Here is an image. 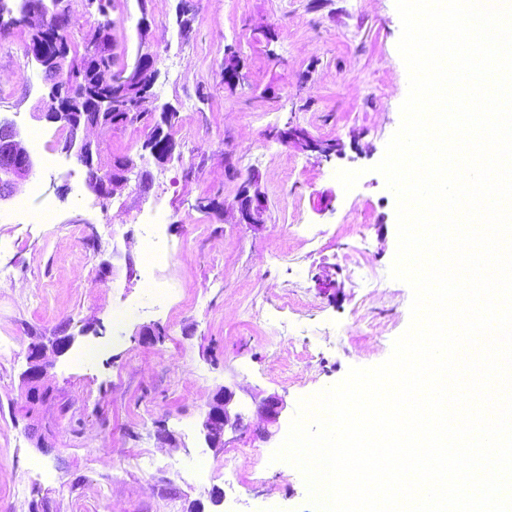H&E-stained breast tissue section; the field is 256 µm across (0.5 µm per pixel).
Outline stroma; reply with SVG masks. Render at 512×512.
Returning a JSON list of instances; mask_svg holds the SVG:
<instances>
[{"mask_svg": "<svg viewBox=\"0 0 512 512\" xmlns=\"http://www.w3.org/2000/svg\"><path fill=\"white\" fill-rule=\"evenodd\" d=\"M179 0H112V40L126 62L147 45L160 77L155 106L176 112L175 152L146 155V122L103 134L105 156L148 170L98 198L78 159L50 150L0 206V512L16 489L47 496L52 512H310L300 472L271 464L283 441L258 444L250 429L266 396L298 401L340 382L350 367L383 362L411 320L412 290L392 279L395 197L374 167L401 123L408 76L394 0H196L189 31ZM151 31L140 41L138 23ZM27 30L0 35V118L22 134L57 132L35 119L45 92L25 53ZM241 82L224 85V54ZM322 143L325 155L278 139L285 127ZM340 169L362 176L351 191ZM264 201L254 223L235 207L246 184ZM55 220L42 223L44 205ZM162 211L167 247L146 285L143 243L150 209ZM79 234L71 243V234ZM332 279L334 288H322ZM80 334L50 370L54 399L47 450L26 434L21 374L33 337L68 323ZM156 329L146 343L142 327ZM247 422L208 448L202 414L221 387ZM170 443H162V435ZM210 467L188 469L198 454ZM50 475L38 477L35 464ZM224 501L212 505L210 494Z\"/></svg>", "mask_w": 512, "mask_h": 512, "instance_id": "stroma-1", "label": "stroma"}]
</instances>
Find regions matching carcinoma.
<instances>
[{
	"label": "carcinoma",
	"mask_w": 512,
	"mask_h": 512,
	"mask_svg": "<svg viewBox=\"0 0 512 512\" xmlns=\"http://www.w3.org/2000/svg\"><path fill=\"white\" fill-rule=\"evenodd\" d=\"M56 0H0V34L14 28L28 29L29 41L26 54L42 67L49 82L68 86L77 97L91 91L109 98L114 106L97 118L98 129L108 132L118 121L126 126L138 121L144 111L139 99L131 96L137 87L146 86L149 68L155 66V59L137 56L133 64L124 61L122 55L114 51L112 44V20L108 19L110 0H85L86 8L95 11L104 21L94 32L77 39L69 27L70 14H65L62 25L56 26L53 7ZM34 8L43 10L46 15L45 28H34L24 20V15ZM68 52L69 66L64 71H52L44 64L52 58L60 47ZM118 160L98 158L96 167L87 170L90 179H109L112 176V162Z\"/></svg>",
	"instance_id": "cac0c4a2"
}]
</instances>
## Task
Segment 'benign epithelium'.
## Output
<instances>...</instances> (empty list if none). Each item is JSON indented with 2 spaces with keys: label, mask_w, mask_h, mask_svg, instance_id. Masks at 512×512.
Returning <instances> with one entry per match:
<instances>
[{
  "label": "benign epithelium",
  "mask_w": 512,
  "mask_h": 512,
  "mask_svg": "<svg viewBox=\"0 0 512 512\" xmlns=\"http://www.w3.org/2000/svg\"><path fill=\"white\" fill-rule=\"evenodd\" d=\"M240 82V61L224 62V86L234 89ZM71 91L60 85H52L50 97L59 102L60 112L51 115L47 112L37 113V118L48 123L57 124L65 130V135L59 141L61 150L67 153L72 151L84 164L90 168L98 154V142L92 140L88 133L95 129V122L86 115L69 122L61 119L62 111L66 110ZM0 133L3 139L0 143L5 145L7 152L16 157V163L0 166V205L13 199L18 191L19 184L28 179L34 172L36 162L25 145L22 133L16 123L8 119H0ZM284 141L302 140L306 145L324 155L341 151L340 144H328L326 146L306 139L304 131L298 128H289L282 132ZM136 163L125 158L113 164V174L110 180H93L89 182L91 190L99 197L106 199L114 196L126 186L128 174L137 172L141 186L147 184V173L136 171ZM236 207L241 221L251 224L254 215L261 208L259 192H250L244 188L236 201ZM75 334L65 330L57 331L49 340L36 337L28 346L27 367L21 374L22 386L25 393V406L28 408L26 417L30 420L27 425L29 433L37 439V446L47 447L45 434L51 432V426L39 416V409L52 398L53 387L50 384L49 369L53 360L64 355L74 344ZM234 394L224 387L218 390L207 405V410L201 422V433L205 444L209 448L224 447V434L226 428H238L242 425L243 418L240 413H231L230 404ZM286 404L276 395L265 398L258 408L261 426L257 427L254 435L262 442H268L280 428V420L284 415Z\"/></svg>",
  "instance_id": "1"
}]
</instances>
